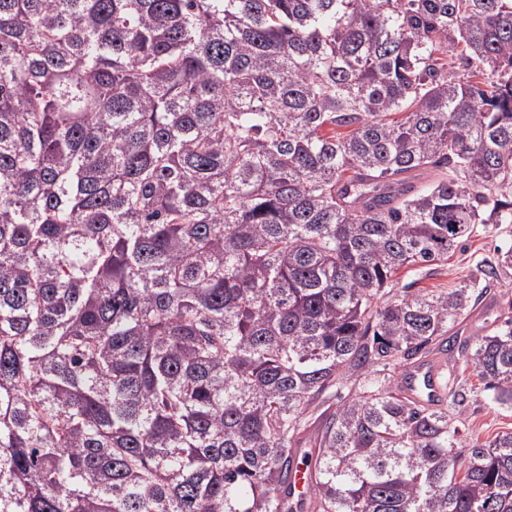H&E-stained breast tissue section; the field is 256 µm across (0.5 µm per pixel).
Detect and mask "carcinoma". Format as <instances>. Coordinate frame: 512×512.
Wrapping results in <instances>:
<instances>
[{
  "mask_svg": "<svg viewBox=\"0 0 512 512\" xmlns=\"http://www.w3.org/2000/svg\"><path fill=\"white\" fill-rule=\"evenodd\" d=\"M475 224L512 0H0V512H512V432L382 374L455 349L512 405V324L448 337L495 269L391 285ZM359 391H360V385L358 383L354 384L353 382H350L344 387H338L336 389V393H335V389H333L326 396L327 402L324 405L313 410L314 407L319 402H321L323 399H319L318 401H316L305 413V415H307L308 423H307V430L304 435V438H306L307 441L309 439L311 441H313V438L316 437L318 425L320 422V420L317 419V417L328 405H332L333 406L332 409H334L336 407V405H338L340 403L341 400H343L344 398H347L349 396H354Z\"/></svg>",
  "mask_w": 512,
  "mask_h": 512,
  "instance_id": "carcinoma-1",
  "label": "carcinoma"
}]
</instances>
